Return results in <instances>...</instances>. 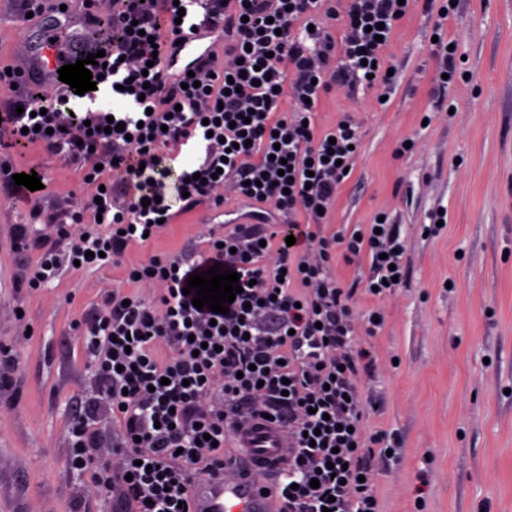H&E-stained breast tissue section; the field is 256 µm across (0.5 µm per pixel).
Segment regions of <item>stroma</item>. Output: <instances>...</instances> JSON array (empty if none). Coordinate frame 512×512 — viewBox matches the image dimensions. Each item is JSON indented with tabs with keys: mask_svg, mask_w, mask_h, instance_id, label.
<instances>
[{
	"mask_svg": "<svg viewBox=\"0 0 512 512\" xmlns=\"http://www.w3.org/2000/svg\"><path fill=\"white\" fill-rule=\"evenodd\" d=\"M22 13V0H0V68L37 45L39 27L58 15L57 0H45L30 28H22ZM430 34L419 10L395 32L385 53L395 70L386 104L371 91L353 100L332 93L317 114L328 128L353 113L362 131L333 230L370 223L384 208L406 240L405 282L382 305L385 324L371 341L378 368L365 381L380 406L371 425L396 450L375 482L384 512H512V0H459L444 20L445 39L465 58L463 79L448 89V113L434 109ZM405 138L414 150L395 156ZM1 161L40 164L48 188L36 218L25 201L0 196V351L14 357L0 366V512H113L90 472L71 465V425L100 394L74 325L113 289L130 290L128 265L198 251L224 218L198 206L154 241L130 247L121 264L69 271L31 291L18 280L89 188L64 153L15 145L0 147ZM440 214L442 228L423 235ZM22 222L36 245L18 253L10 238Z\"/></svg>",
	"mask_w": 512,
	"mask_h": 512,
	"instance_id": "35a3bbf8",
	"label": "stroma"
}]
</instances>
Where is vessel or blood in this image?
<instances>
[{"label":"vessel or blood","mask_w":512,"mask_h":512,"mask_svg":"<svg viewBox=\"0 0 512 512\" xmlns=\"http://www.w3.org/2000/svg\"><path fill=\"white\" fill-rule=\"evenodd\" d=\"M40 35V51L22 54V78L27 85L56 96L62 90L60 67L108 47L99 25L84 15L65 16ZM237 440L238 457L225 466L223 474L195 483L191 512H276L268 487L288 460V446L279 427L255 419L245 424Z\"/></svg>","instance_id":"1"}]
</instances>
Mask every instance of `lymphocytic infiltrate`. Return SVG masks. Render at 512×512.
I'll use <instances>...</instances> for the list:
<instances>
[{
	"label": "lymphocytic infiltrate",
	"mask_w": 512,
	"mask_h": 512,
	"mask_svg": "<svg viewBox=\"0 0 512 512\" xmlns=\"http://www.w3.org/2000/svg\"><path fill=\"white\" fill-rule=\"evenodd\" d=\"M112 21V61L103 81L121 108L70 115L57 100L16 87L0 109L14 144H43L82 161L84 181L102 187L57 229L22 284L35 290L73 266L117 264L200 203L245 202L208 233L199 254L154 255L128 269L130 283L160 285L151 300L113 291L80 334L95 363L102 401H86L71 427L75 468L98 495L123 490L119 512H188L190 485L224 468L225 446L243 418L270 415L292 445L272 489L279 512H383L374 481L390 450L370 430L374 402L363 380L376 365L362 336H376L378 306L406 273L398 225L330 231L336 195L362 145L344 116L318 127L333 91L389 95L384 52L396 27L434 0H98ZM208 46L186 53L190 35ZM291 108H282L285 97ZM91 130L75 136L76 122ZM121 130H108L109 122ZM197 158L171 171L188 142ZM84 225L70 237V225ZM294 245H287V236ZM365 260V277L344 283L338 261ZM221 265L241 293L228 313L197 309L189 276ZM375 302L359 312L361 298ZM119 424L112 450L95 452L91 424ZM319 431L311 445L308 434ZM319 487H311V480Z\"/></svg>",
	"instance_id": "1"
}]
</instances>
